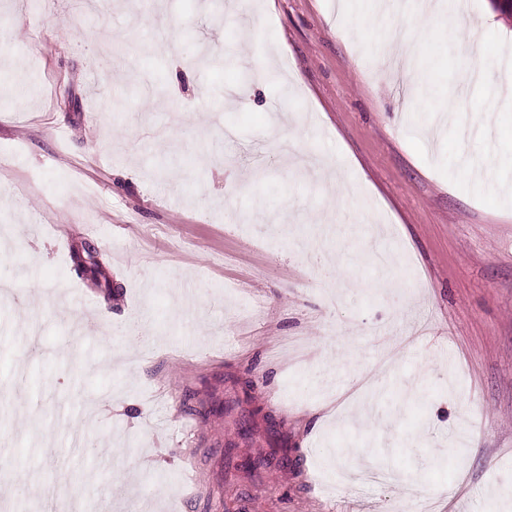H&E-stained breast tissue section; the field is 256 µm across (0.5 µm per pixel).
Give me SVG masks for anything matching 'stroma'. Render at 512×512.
<instances>
[{
	"label": "stroma",
	"instance_id": "35a3bbf8",
	"mask_svg": "<svg viewBox=\"0 0 512 512\" xmlns=\"http://www.w3.org/2000/svg\"><path fill=\"white\" fill-rule=\"evenodd\" d=\"M338 1L0 0V512H512V207L389 71L419 0Z\"/></svg>",
	"mask_w": 512,
	"mask_h": 512
}]
</instances>
